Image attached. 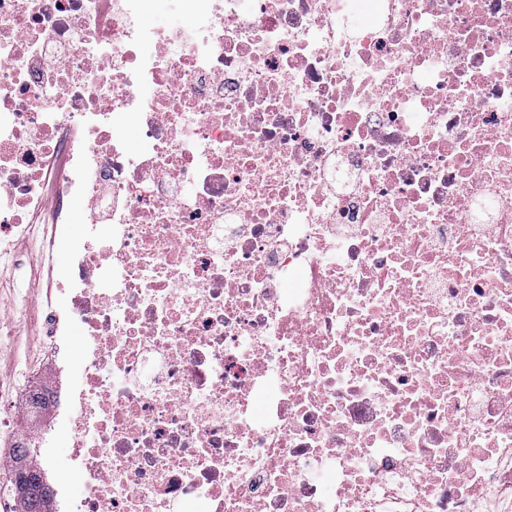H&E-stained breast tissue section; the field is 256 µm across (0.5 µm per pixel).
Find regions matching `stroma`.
Instances as JSON below:
<instances>
[{
    "mask_svg": "<svg viewBox=\"0 0 512 512\" xmlns=\"http://www.w3.org/2000/svg\"><path fill=\"white\" fill-rule=\"evenodd\" d=\"M42 229L20 226L8 235L7 252L0 256V411L20 412L23 400L15 384L29 372L47 373L55 369L64 375L83 370L82 360L60 353L48 362V347L40 322L45 304L42 283L47 266L38 249ZM70 435L63 424H56L47 453L51 460L49 482L64 481L53 504L54 512H78L83 492L81 476L70 458Z\"/></svg>",
    "mask_w": 512,
    "mask_h": 512,
    "instance_id": "stroma-1",
    "label": "stroma"
}]
</instances>
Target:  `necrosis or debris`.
Wrapping results in <instances>:
<instances>
[{"label":"necrosis or debris","instance_id":"4bbe7bcc","mask_svg":"<svg viewBox=\"0 0 512 512\" xmlns=\"http://www.w3.org/2000/svg\"><path fill=\"white\" fill-rule=\"evenodd\" d=\"M153 2L0 0V234L87 209L83 373L27 388L80 512L512 491V0ZM148 26L165 28L168 30H184L188 33L199 32L203 22L180 13L175 0H156L154 9L146 17Z\"/></svg>","mask_w":512,"mask_h":512}]
</instances>
